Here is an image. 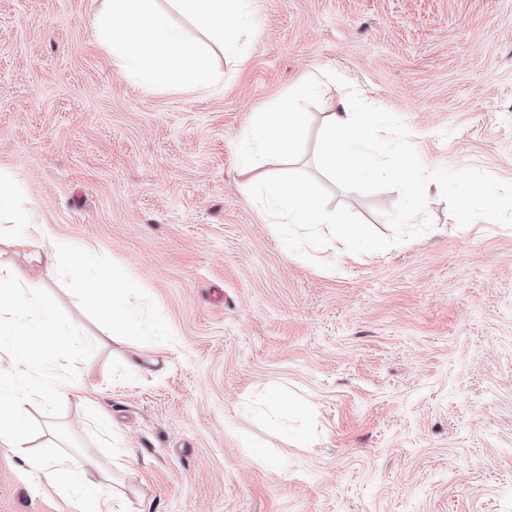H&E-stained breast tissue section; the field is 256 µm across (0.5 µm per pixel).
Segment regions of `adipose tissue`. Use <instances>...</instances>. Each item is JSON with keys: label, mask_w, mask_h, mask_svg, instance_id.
<instances>
[{"label": "adipose tissue", "mask_w": 512, "mask_h": 512, "mask_svg": "<svg viewBox=\"0 0 512 512\" xmlns=\"http://www.w3.org/2000/svg\"><path fill=\"white\" fill-rule=\"evenodd\" d=\"M174 11L191 19L225 50L236 49L251 16V0H170ZM172 10V11H173ZM170 13V12H169ZM168 12L155 7L154 0H105L92 23L94 39L111 55L115 64L148 87L190 86L207 90L213 84L208 56L176 27ZM324 161L345 179L360 182L374 176L378 164L365 147L366 128L354 122L351 113L326 114L322 125ZM0 218L21 225L16 244L33 254L35 260L54 265L62 247L46 224L37 222L21 202L20 189L12 178L0 175ZM68 274L81 286L89 303L110 331L135 334L125 297L128 283L115 279L103 266L89 267L84 261L71 262ZM30 470L46 483L73 496L78 512H125V503L95 467L77 470L56 445L46 444L39 455L24 459Z\"/></svg>", "instance_id": "ef3b65f1"}]
</instances>
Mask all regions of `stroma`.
Wrapping results in <instances>:
<instances>
[{"label":"stroma","instance_id":"obj_1","mask_svg":"<svg viewBox=\"0 0 512 512\" xmlns=\"http://www.w3.org/2000/svg\"><path fill=\"white\" fill-rule=\"evenodd\" d=\"M102 2L0 0V173L132 286L138 333L110 334L0 222V263L96 346L60 417L74 462L111 473L129 512H512V227L459 226L432 183L424 235L289 256L249 179L304 171L385 235L400 200L318 169L322 116L347 102L329 81L299 160L247 174L237 151L255 112L333 71L404 121L426 168L512 182V0H253L235 53L172 12L219 77L202 93L119 70L90 31ZM21 455L0 443V512H76Z\"/></svg>","mask_w":512,"mask_h":512}]
</instances>
